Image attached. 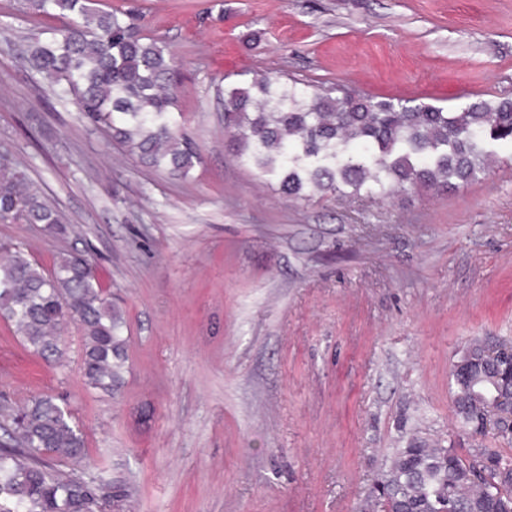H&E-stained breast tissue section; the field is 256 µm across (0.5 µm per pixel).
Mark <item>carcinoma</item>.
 Segmentation results:
<instances>
[{
    "mask_svg": "<svg viewBox=\"0 0 512 512\" xmlns=\"http://www.w3.org/2000/svg\"><path fill=\"white\" fill-rule=\"evenodd\" d=\"M27 13L63 18L50 36L28 45L27 61L61 100H73L90 125L150 167L186 175L197 160L173 116L180 70L174 54L141 34L130 14L94 0H24ZM227 127L240 162L280 175L279 191L304 196L381 197L396 192L456 190L492 162V146L512 143V98H478L443 108L400 98L349 95L339 86L314 90L295 79L255 75L224 90ZM43 224L66 231L57 211L12 167L0 165V223ZM0 318L37 352L61 355L59 331L73 320L83 331L81 372L87 386L110 393L125 363L122 318L105 296L89 260L63 256L45 273L23 250L0 244ZM463 351L472 367L451 373L455 413L473 436L492 423L512 441V362L487 354L474 336ZM0 512H110L112 493L93 479L63 474L56 462L79 464L84 434L55 396L24 404L0 393ZM512 454L480 442L463 455L453 447L399 448L359 505V512H509Z\"/></svg>",
    "mask_w": 512,
    "mask_h": 512,
    "instance_id": "1",
    "label": "carcinoma"
}]
</instances>
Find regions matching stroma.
Instances as JSON below:
<instances>
[{"label":"stroma","mask_w":512,"mask_h":512,"mask_svg":"<svg viewBox=\"0 0 512 512\" xmlns=\"http://www.w3.org/2000/svg\"><path fill=\"white\" fill-rule=\"evenodd\" d=\"M182 63L187 177L143 166L58 101L22 51L50 27L0 0V162L63 215L0 224L52 270L87 255L123 318L112 395L83 332L47 361L0 319V392L58 396L83 477L125 512H357L396 449H459L450 368L473 336L512 342V144L458 190L286 198L232 156L223 86L256 73L448 108L512 97V0H99Z\"/></svg>","instance_id":"1"}]
</instances>
